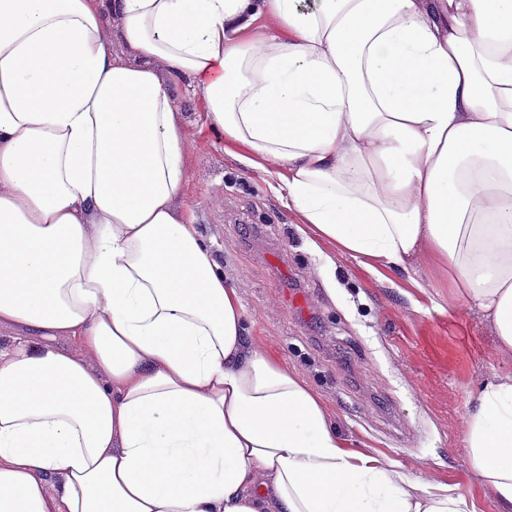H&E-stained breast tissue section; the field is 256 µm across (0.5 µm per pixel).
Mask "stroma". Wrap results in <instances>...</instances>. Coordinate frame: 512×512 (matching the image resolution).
<instances>
[{
  "mask_svg": "<svg viewBox=\"0 0 512 512\" xmlns=\"http://www.w3.org/2000/svg\"><path fill=\"white\" fill-rule=\"evenodd\" d=\"M184 143L182 202L216 261L230 269L252 340L298 367L324 396L353 447L412 477L459 485L494 512L463 443L473 388L512 364L494 355L491 328L448 282L423 271L378 276L297 231L299 215L245 165L244 149L205 122L207 101L188 78L170 82ZM334 266L335 276L313 274Z\"/></svg>",
  "mask_w": 512,
  "mask_h": 512,
  "instance_id": "1",
  "label": "stroma"
}]
</instances>
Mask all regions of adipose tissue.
I'll list each match as a JSON object with an SVG mask.
<instances>
[{"label": "adipose tissue", "instance_id": "obj_1", "mask_svg": "<svg viewBox=\"0 0 512 512\" xmlns=\"http://www.w3.org/2000/svg\"><path fill=\"white\" fill-rule=\"evenodd\" d=\"M265 12L279 33L239 41ZM162 65L302 234L447 269L512 361V0H0V512H476L349 447L250 341L177 203ZM463 440L512 512V373L478 384Z\"/></svg>", "mask_w": 512, "mask_h": 512}]
</instances>
